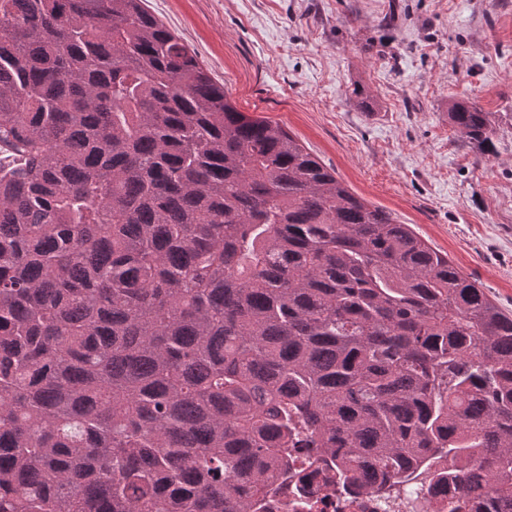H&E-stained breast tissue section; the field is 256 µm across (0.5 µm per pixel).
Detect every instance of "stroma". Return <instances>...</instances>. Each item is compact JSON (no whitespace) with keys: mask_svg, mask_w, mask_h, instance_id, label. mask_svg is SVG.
I'll use <instances>...</instances> for the list:
<instances>
[{"mask_svg":"<svg viewBox=\"0 0 512 512\" xmlns=\"http://www.w3.org/2000/svg\"><path fill=\"white\" fill-rule=\"evenodd\" d=\"M146 7L238 111L282 127L512 314V0ZM461 99L490 112L493 155L449 123L448 104Z\"/></svg>","mask_w":512,"mask_h":512,"instance_id":"obj_1","label":"stroma"}]
</instances>
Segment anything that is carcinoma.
<instances>
[{"instance_id":"obj_1","label":"carcinoma","mask_w":512,"mask_h":512,"mask_svg":"<svg viewBox=\"0 0 512 512\" xmlns=\"http://www.w3.org/2000/svg\"><path fill=\"white\" fill-rule=\"evenodd\" d=\"M304 448L512 512V314L144 0H0V512H267Z\"/></svg>"}]
</instances>
